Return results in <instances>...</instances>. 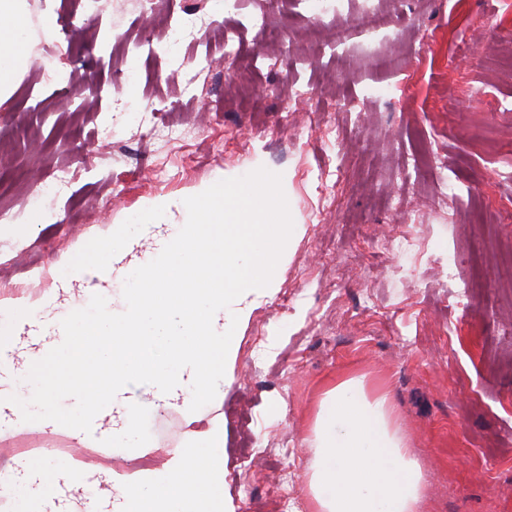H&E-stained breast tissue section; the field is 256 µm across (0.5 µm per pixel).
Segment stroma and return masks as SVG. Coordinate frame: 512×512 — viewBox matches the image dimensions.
<instances>
[{
	"instance_id": "stroma-1",
	"label": "stroma",
	"mask_w": 512,
	"mask_h": 512,
	"mask_svg": "<svg viewBox=\"0 0 512 512\" xmlns=\"http://www.w3.org/2000/svg\"><path fill=\"white\" fill-rule=\"evenodd\" d=\"M320 8L240 0L216 16L204 0H171L153 18L143 0H28L29 26L51 19L55 36L30 38L0 106V206L24 228L0 232V319L34 316L20 345L0 351V392L29 398L10 367L30 332L56 344L55 304L89 303L86 281L60 275L87 242L157 197L263 166L285 180L297 235L273 288L239 300L247 315L223 398L198 412L223 436L224 512H318L315 417L352 376L388 395L422 468L420 512H512V0H350L330 28ZM380 18L388 36L371 33ZM168 21L193 25V37L114 50ZM225 28L259 58L246 79L228 75ZM337 32L345 65L329 79L317 60ZM289 75L304 96L284 92ZM23 121L31 135L19 147L11 127ZM71 128L82 142H63ZM36 176L56 179L55 193L34 197ZM37 208L50 221L28 225ZM407 231L417 249L379 250ZM160 418L169 441L150 440L142 456L93 449L88 474L72 465L69 436L13 423L0 440V512L47 490L67 503L79 487L99 497L109 468H162L195 441L180 410ZM248 438L263 456L245 457ZM278 478L287 500L269 489Z\"/></svg>"
}]
</instances>
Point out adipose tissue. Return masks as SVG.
Wrapping results in <instances>:
<instances>
[{
  "mask_svg": "<svg viewBox=\"0 0 512 512\" xmlns=\"http://www.w3.org/2000/svg\"><path fill=\"white\" fill-rule=\"evenodd\" d=\"M26 0H0V104L26 62ZM388 395L369 396L364 378L326 391L316 417L312 488L321 512H418L420 467L391 429ZM200 446L162 468L109 472L112 512H223L220 434L199 431Z\"/></svg>",
  "mask_w": 512,
  "mask_h": 512,
  "instance_id": "adipose-tissue-1",
  "label": "adipose tissue"
}]
</instances>
